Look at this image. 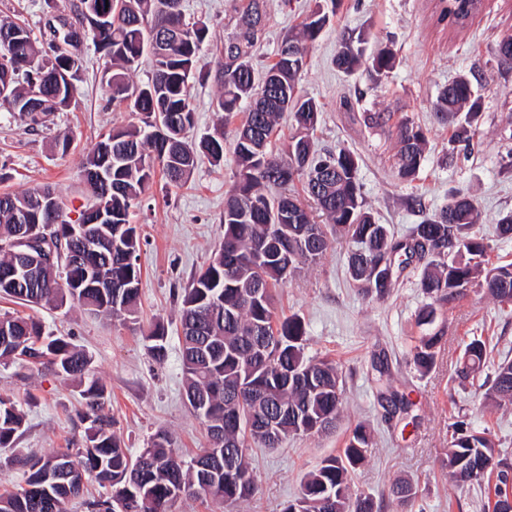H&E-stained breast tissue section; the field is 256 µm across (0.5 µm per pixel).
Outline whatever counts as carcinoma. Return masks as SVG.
Returning <instances> with one entry per match:
<instances>
[{"instance_id": "1", "label": "carcinoma", "mask_w": 512, "mask_h": 512, "mask_svg": "<svg viewBox=\"0 0 512 512\" xmlns=\"http://www.w3.org/2000/svg\"><path fill=\"white\" fill-rule=\"evenodd\" d=\"M338 0H330L306 17L298 31L282 44L294 49V59L282 57L257 71L251 49L262 37L258 0H248L242 22L232 40L237 55L220 64L221 91L215 100L218 112L233 116L239 104L251 102L244 122L236 129L233 153L234 183L224 204V237L208 264L181 292L180 322L182 369L188 405L201 420L207 444L200 453L224 459L236 454L235 469L208 470L193 467L173 448L169 437L156 433L137 455L116 436L114 421L106 411V385L94 375L88 356L62 336L45 331L40 321L27 316L0 317V335L8 332L13 344L0 346V363H21L32 368L49 367L79 391L85 409L80 445L32 455L23 462L19 487L0 493V512H66V505L81 496L85 483L96 481L111 487L112 496L84 502L88 512H117L115 496L130 495L128 512H170L169 503L182 489L192 497L234 504L252 496L255 476L248 448L257 444L279 448L290 435H306L315 425H332L343 404L342 371L336 362L305 355L307 329L297 315L276 316L273 288L284 281L279 261L258 258L262 237L283 233L279 216L288 211V240L306 235V250L296 254L295 266L318 263L329 247L328 233L353 243L348 257L350 279L366 297L383 299L396 286L401 271L410 265L420 269L418 287L429 302L420 308L417 324L431 326L438 310L479 287L499 304H512V262L493 263L487 258L488 243L479 224L482 215L470 197L448 195L439 212L415 225L411 234L397 238L378 222L367 207L358 180V159L350 151L314 149L312 135L320 107L310 97L297 95L310 47L336 13ZM442 12L450 25H462L473 16L474 0H443ZM112 16L99 29L92 19L103 9ZM60 15L83 31L82 45L69 55L54 50L56 37L45 31L33 35L25 23L0 20V56L19 65L10 82V95L0 97V107L25 112L30 88L39 94V112L47 115L76 106L84 44L109 58L101 82L112 101L133 112L137 121L112 130L97 143L82 171L98 167L102 146L111 142L112 184H87V209H112L106 233L112 245L98 252H84L74 242H64L53 264H44L24 281L26 297L0 283V296L30 306L61 307L70 302L108 318L135 316L140 304L141 269L135 262L140 246L132 209L161 169L166 185L180 187L197 164L198 153L213 162L224 159V137H206L196 145L185 132L194 124L189 83L195 78L201 45L208 27L187 19L183 0H77ZM365 38L349 35L341 40L336 65L347 74L368 66L377 76L388 75L396 57L387 46L367 57ZM149 60L151 78L137 84L131 74ZM443 120H456L465 139L480 110V96L471 80L460 75L443 86L433 104ZM293 114L297 132L280 156L267 150L281 117ZM397 175L411 181L428 159V139L422 128L404 119L397 129ZM302 178L305 197L293 191ZM43 195L50 199L55 230L71 222L61 197L49 185L0 194V270L18 263L11 240L17 232L15 212ZM325 218L320 224L316 217ZM87 265L107 267L123 281L119 308L88 287L83 272ZM262 289L264 299L251 292ZM149 349L165 356L167 330L155 320L145 334ZM443 331H427L412 349L417 371L426 373L436 362ZM488 357L486 341L471 339L455 368L453 381L464 386L479 379ZM483 403L501 407L512 404V361L498 364L494 376L478 385ZM395 411L410 406L407 395L380 392ZM282 411V440L272 444L259 420ZM26 431V414L16 401L0 396V450L14 447ZM370 432L358 424L343 452L324 458L307 474L301 494L286 512H377L371 496L355 495L351 475L368 458ZM448 471L456 482L487 489L482 508L497 512L496 498L512 486V459L505 456L487 429L459 420L450 427ZM391 495L401 504L416 497L408 481L392 485Z\"/></svg>"}]
</instances>
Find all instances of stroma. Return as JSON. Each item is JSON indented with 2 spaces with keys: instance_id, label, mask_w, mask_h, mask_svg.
I'll return each instance as SVG.
<instances>
[{
  "instance_id": "obj_1",
  "label": "stroma",
  "mask_w": 512,
  "mask_h": 512,
  "mask_svg": "<svg viewBox=\"0 0 512 512\" xmlns=\"http://www.w3.org/2000/svg\"><path fill=\"white\" fill-rule=\"evenodd\" d=\"M245 0H184L187 16L207 22L208 37L199 63L206 76L190 84L195 124L190 139L223 131L232 144L245 118L225 119L213 108L219 90L218 64L224 61L228 34L240 22ZM265 38L253 51L256 68L272 64L282 38L315 6V0H261ZM365 33L367 52L389 46L396 65L385 78L367 70L348 76L334 57L344 34ZM512 33V0H482L463 29L449 26L440 0H341L320 39L310 48L299 83L301 95L314 98L321 116L314 134L317 148H346L358 158L362 194L380 223L396 236L432 216L459 191L470 196L482 214L492 261H512V238L496 235L498 218L512 212V68L496 58L500 38ZM107 60L93 46L83 54L80 93L75 109L47 115L33 128L18 113L0 108V193L48 185L71 212L87 203L82 165L103 133L135 119L125 106L109 102L101 85ZM471 79L481 97L480 117L471 142L456 135L452 122L438 121L432 110L439 89L458 75ZM370 113L381 114L367 125ZM422 125L430 151L418 177L410 183L395 175L396 129L404 118ZM69 133L61 150L56 137ZM234 173L232 153L221 163L200 156L191 180L166 188L155 178L135 210L139 227L141 300L136 322L106 320L82 308L28 307L0 298V315H31L46 330L65 337L91 358L97 376L111 393L107 404L115 431L131 454H138L157 432L169 435L175 448L190 457L206 444L202 424L184 395L181 363L179 295L206 266L224 233V201ZM350 246L334 238L320 262L302 266L276 290V313L300 316L307 328L305 351L334 360L342 369L344 400L335 427L294 436L279 448L253 447L251 462L257 490L234 508H218L196 498L175 501L171 512H284L299 497L305 476L325 457L342 452L348 434L366 425L373 444L368 459L352 476L355 492L373 497L380 512H480V492L452 483L443 459L448 427L458 417L487 428L502 453L512 457V405L484 408L475 387L459 386L451 376L457 357L479 336L494 349L496 361L512 358V306L501 305L480 289L447 305L436 328L445 344L437 365L418 373L410 348L421 333L416 315L425 298L417 286L418 270L405 273L382 300L364 297L346 274ZM167 329L164 359H155L144 332L155 319ZM388 366L392 389L409 394V412L385 419L377 395L375 364ZM0 395L22 401L27 431L0 462V490L12 487L21 471L16 458L46 453L80 439L77 389L47 368L0 365ZM412 480L416 498L397 506L389 494L394 479Z\"/></svg>"
}]
</instances>
